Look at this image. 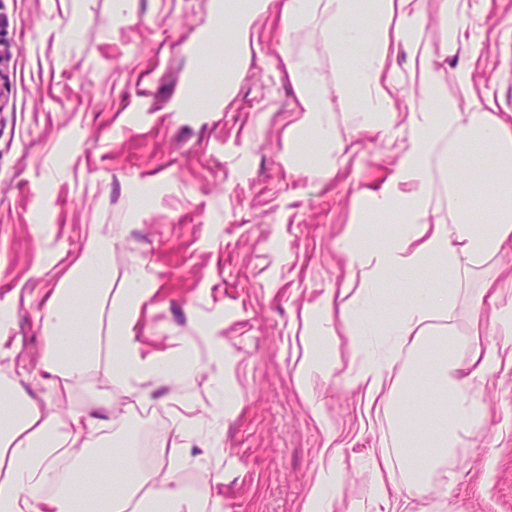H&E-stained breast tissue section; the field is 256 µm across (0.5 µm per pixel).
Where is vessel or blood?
Returning a JSON list of instances; mask_svg holds the SVG:
<instances>
[{
  "label": "vessel or blood",
  "instance_id": "b4317fda",
  "mask_svg": "<svg viewBox=\"0 0 512 512\" xmlns=\"http://www.w3.org/2000/svg\"><path fill=\"white\" fill-rule=\"evenodd\" d=\"M213 23L212 30L201 32L193 41L180 45L183 52L192 54L197 61L186 83L197 89L205 111L221 106L228 87L225 76L233 71V61L226 56L225 48L233 37L238 19L226 14L224 0H213Z\"/></svg>",
  "mask_w": 512,
  "mask_h": 512
}]
</instances>
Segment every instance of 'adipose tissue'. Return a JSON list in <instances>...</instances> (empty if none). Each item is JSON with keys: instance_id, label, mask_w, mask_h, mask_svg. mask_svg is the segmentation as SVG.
<instances>
[{"instance_id": "adipose-tissue-1", "label": "adipose tissue", "mask_w": 512, "mask_h": 512, "mask_svg": "<svg viewBox=\"0 0 512 512\" xmlns=\"http://www.w3.org/2000/svg\"><path fill=\"white\" fill-rule=\"evenodd\" d=\"M408 0H378L379 17L372 30H365L355 17V0H288L285 14L288 24L300 27L316 5H325L339 19V39L344 43H365L359 64L361 76L374 96L371 104L353 113L356 131L382 139L390 138L396 113L383 90L394 69L391 47L400 43L417 49L416 32L422 23L420 12L406 8ZM458 32H451L439 53L421 54L418 94L421 104L413 109L412 119L420 128L397 168L380 193L369 195L367 211L386 214L395 210L405 217L402 234L387 238L380 245L358 246L350 242L346 252L360 272L357 295L360 303L351 309L366 336L390 340L382 354L361 348L360 360L350 387L360 390L366 406L390 400L398 385L393 378L398 363L408 362L410 374L426 378L436 398L444 405L434 415L414 404H395L391 423L396 434V454L381 453L375 461L377 480L374 495L383 506H396L407 512L405 504H392L389 488L393 462L406 461L404 483L418 496H428L436 470L453 460L474 428L487 418L484 402L471 397V390L485 383L488 374L499 369L502 361L512 360V277L485 279L472 296L469 307L470 332L460 335L449 329L448 341L440 345L426 337V323L433 314L454 311L457 294L454 283L426 289L402 302L399 314L379 318L384 298L376 284L382 274L426 265L445 264L458 276H467L472 266L502 254H512V125L506 124L481 105L460 109L455 102H438L440 72L437 59L457 55ZM288 74L297 90L303 118L296 133L315 131L323 140L319 166L334 174V156L343 152V142H332L329 118L321 107L313 81L294 62H287ZM447 141L444 159L448 163V216L435 217L430 209L431 180L429 166L439 141ZM494 161L496 171L484 189L480 202L459 193L457 186L463 170ZM491 318H484V309ZM65 297L49 306L43 320L48 344L41 368L57 388H68L82 372L91 351H75L74 338L66 329ZM492 340H485V333ZM0 394L13 401L11 414L0 420V512H112V493L106 487L86 493L85 509H78L70 491L51 497L41 496L40 488L55 470L57 451L73 445L83 430L82 416L63 423L39 410L18 392L9 380L0 381ZM144 487L146 512H194L196 503L173 481H158L155 472L138 475Z\"/></svg>"}]
</instances>
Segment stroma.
Here are the masks:
<instances>
[{"label":"stroma","mask_w":512,"mask_h":512,"mask_svg":"<svg viewBox=\"0 0 512 512\" xmlns=\"http://www.w3.org/2000/svg\"><path fill=\"white\" fill-rule=\"evenodd\" d=\"M284 0L239 38L240 70L221 110L184 120L170 107L196 62L177 44L213 22V0H0V42L10 55L0 98V376L45 415L80 414V438L98 470L125 483L137 464L119 451L139 411L163 426L160 467L203 478L204 512H304L321 471L338 468L337 512H377L372 460L392 447L386 413L366 410L346 381L359 347L353 321L324 312L327 294L352 303L358 269L340 253L356 226L355 198L380 192L414 130L418 76L399 49L389 94L397 113L388 143L357 135L350 114L368 91L356 76L360 49L338 45L319 10L301 27ZM471 80L441 68V96L511 121L512 0H467ZM420 11L419 51L448 39L444 0ZM318 86L339 154L328 178L288 168V130L301 118L282 52ZM351 85L349 96L336 94ZM149 91L153 111H139ZM110 242L97 275L77 264L91 237ZM512 266L473 267L455 300L459 334L481 279ZM144 293L131 299L132 277ZM69 292L77 340L96 357L67 392L40 372L43 315ZM328 339L330 371L301 393L295 371L311 337ZM167 361L171 376L123 381L126 343ZM489 418L463 448L452 484L437 483L431 512H512V365L473 389ZM323 417L315 419L313 405Z\"/></svg>","instance_id":"obj_1"}]
</instances>
